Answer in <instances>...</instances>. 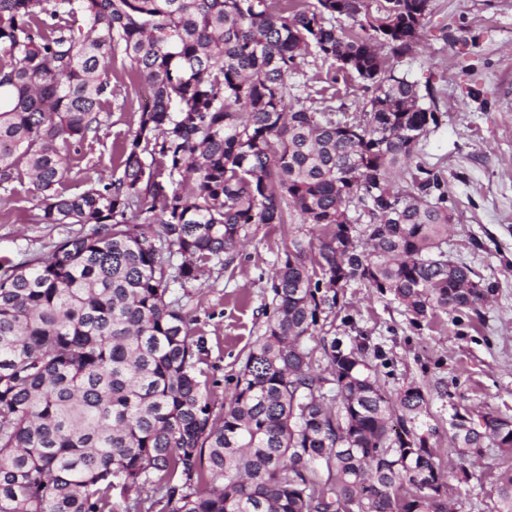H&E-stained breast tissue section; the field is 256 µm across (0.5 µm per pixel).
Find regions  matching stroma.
Wrapping results in <instances>:
<instances>
[{
  "instance_id": "35a3bbf8",
  "label": "stroma",
  "mask_w": 512,
  "mask_h": 512,
  "mask_svg": "<svg viewBox=\"0 0 512 512\" xmlns=\"http://www.w3.org/2000/svg\"><path fill=\"white\" fill-rule=\"evenodd\" d=\"M392 66L434 88L440 124L424 158L448 180L454 222L446 250L475 270L490 300L476 313L417 321L391 297L353 282L338 291L343 316L323 311L308 346L323 369L321 340L365 343L389 397L420 388L428 400L420 433L438 460L455 466L448 490L455 512H495L498 478L512 470V456L489 447L477 463L459 459L450 421L458 412L512 417V0H432L418 45ZM139 106L131 97L102 113L98 132L71 153L62 191L78 194L116 176L113 158L136 131ZM36 212L28 181L0 195V259L15 265L47 255L77 230L33 223ZM295 236L310 239V225H248L233 269L207 265L190 288L187 308L206 338L202 368L217 401L231 395L265 331L275 304L271 275Z\"/></svg>"
}]
</instances>
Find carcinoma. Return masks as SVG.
Masks as SVG:
<instances>
[{
  "instance_id": "carcinoma-1",
  "label": "carcinoma",
  "mask_w": 512,
  "mask_h": 512,
  "mask_svg": "<svg viewBox=\"0 0 512 512\" xmlns=\"http://www.w3.org/2000/svg\"><path fill=\"white\" fill-rule=\"evenodd\" d=\"M431 2L0 0V189L26 176L35 223L80 225L0 274V512H452L449 473L417 439L423 392L390 401L363 343L323 345L324 370L306 345L339 284L417 319L491 294L444 249L448 182L422 152L433 89L378 51L407 55ZM360 16L358 32L338 25ZM308 55L360 81V120L297 94ZM116 62L151 104L120 176L65 195L61 147L99 129ZM248 224L318 235L290 240L264 336L219 405L185 298L205 265L234 263ZM478 417L453 424L463 457L486 440L511 456L512 418ZM497 512H512V471Z\"/></svg>"
}]
</instances>
